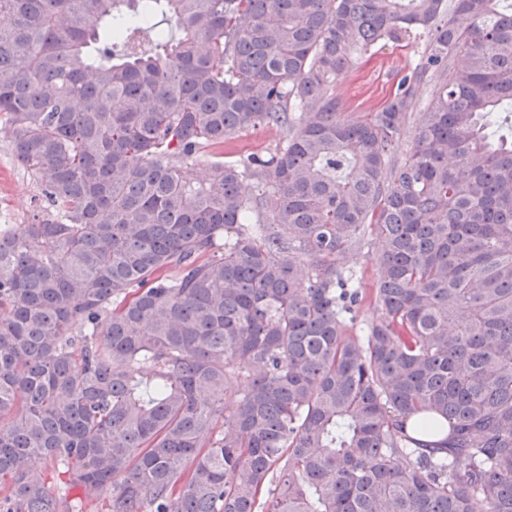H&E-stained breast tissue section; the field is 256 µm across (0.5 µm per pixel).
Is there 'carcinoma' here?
I'll list each match as a JSON object with an SVG mask.
<instances>
[{"label":"carcinoma","instance_id":"obj_1","mask_svg":"<svg viewBox=\"0 0 512 512\" xmlns=\"http://www.w3.org/2000/svg\"><path fill=\"white\" fill-rule=\"evenodd\" d=\"M158 11L177 34L145 47ZM0 16V122L40 202L0 225V512H512V0ZM417 35L394 97L336 120V74ZM260 127L282 144L192 177ZM374 242L367 284L345 259ZM434 87V80L425 78L415 88V97L411 100L406 115L405 125L398 139H396L390 153L398 161L402 162L413 146L418 127L424 121L425 107L429 102Z\"/></svg>","mask_w":512,"mask_h":512}]
</instances>
